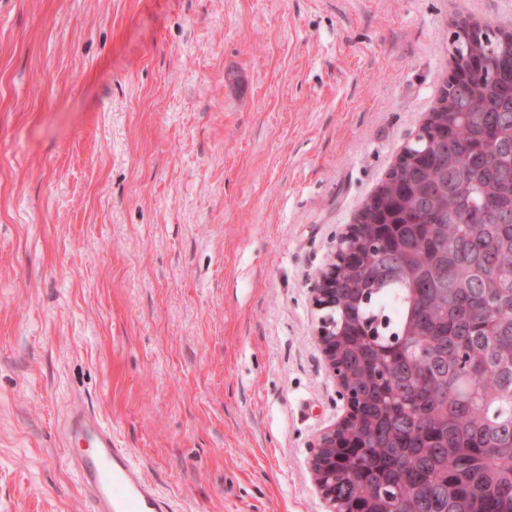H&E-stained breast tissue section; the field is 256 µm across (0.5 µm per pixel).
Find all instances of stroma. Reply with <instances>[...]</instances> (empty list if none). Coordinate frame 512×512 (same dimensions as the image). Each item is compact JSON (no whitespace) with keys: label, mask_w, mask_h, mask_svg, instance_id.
Here are the masks:
<instances>
[{"label":"stroma","mask_w":512,"mask_h":512,"mask_svg":"<svg viewBox=\"0 0 512 512\" xmlns=\"http://www.w3.org/2000/svg\"><path fill=\"white\" fill-rule=\"evenodd\" d=\"M512 0H0V512L111 422L179 512H324L317 271Z\"/></svg>","instance_id":"35a3bbf8"}]
</instances>
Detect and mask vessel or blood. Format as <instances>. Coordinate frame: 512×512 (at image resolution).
I'll use <instances>...</instances> for the list:
<instances>
[{"label": "vessel or blood", "mask_w": 512, "mask_h": 512, "mask_svg": "<svg viewBox=\"0 0 512 512\" xmlns=\"http://www.w3.org/2000/svg\"><path fill=\"white\" fill-rule=\"evenodd\" d=\"M62 439L68 466L90 512H174L171 501L121 447L111 425L96 410L72 408Z\"/></svg>", "instance_id": "obj_1"}]
</instances>
